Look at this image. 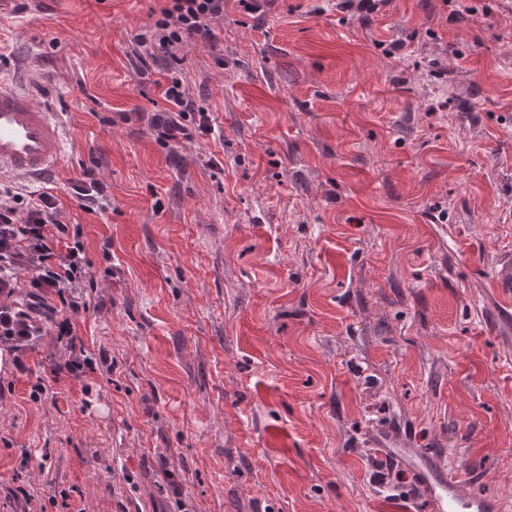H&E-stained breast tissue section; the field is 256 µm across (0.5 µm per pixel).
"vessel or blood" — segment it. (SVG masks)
<instances>
[{
  "mask_svg": "<svg viewBox=\"0 0 512 512\" xmlns=\"http://www.w3.org/2000/svg\"><path fill=\"white\" fill-rule=\"evenodd\" d=\"M25 68L13 79L0 77V180L43 181L54 177L64 154L65 130L57 114L40 101ZM437 512H500L495 502L461 496L445 469L423 474Z\"/></svg>",
  "mask_w": 512,
  "mask_h": 512,
  "instance_id": "vessel-or-blood-1",
  "label": "vessel or blood"
}]
</instances>
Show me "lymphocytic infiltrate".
Wrapping results in <instances>:
<instances>
[{"instance_id":"lymphocytic-infiltrate-1","label":"lymphocytic infiltrate","mask_w":512,"mask_h":512,"mask_svg":"<svg viewBox=\"0 0 512 512\" xmlns=\"http://www.w3.org/2000/svg\"><path fill=\"white\" fill-rule=\"evenodd\" d=\"M142 36L147 57L169 51L187 38L214 42V26L224 18V0H163ZM170 108L151 114L150 123L161 144L210 133V116L196 107L180 78L167 75L160 87ZM81 210L106 213L112 200L96 176L85 168L71 183ZM59 199L50 191L24 193L22 187L0 183V355L8 354L17 373L28 374L24 353L42 336L54 333L68 352L54 362V377L78 380L96 366L76 350L71 318L87 308L86 275L89 263L81 243H70V226L62 220Z\"/></svg>"}]
</instances>
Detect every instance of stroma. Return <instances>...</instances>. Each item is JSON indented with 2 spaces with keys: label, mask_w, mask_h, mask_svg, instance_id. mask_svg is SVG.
<instances>
[{
  "label": "stroma",
  "mask_w": 512,
  "mask_h": 512,
  "mask_svg": "<svg viewBox=\"0 0 512 512\" xmlns=\"http://www.w3.org/2000/svg\"><path fill=\"white\" fill-rule=\"evenodd\" d=\"M467 3L224 0L168 62L215 130L165 146L158 0H0V74L26 58L66 129L98 362L54 381L48 336L0 367V485L46 447L45 512H435L437 456L512 512V0ZM96 169V166L85 168L81 179L70 182V189L81 210L103 214L112 206V200L107 193V187L97 178Z\"/></svg>",
  "instance_id": "1"
}]
</instances>
